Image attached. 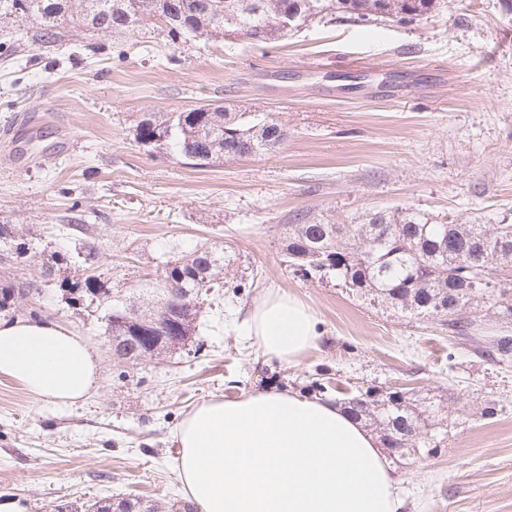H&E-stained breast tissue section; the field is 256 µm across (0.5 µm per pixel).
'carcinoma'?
<instances>
[{"mask_svg":"<svg viewBox=\"0 0 512 512\" xmlns=\"http://www.w3.org/2000/svg\"><path fill=\"white\" fill-rule=\"evenodd\" d=\"M440 0H0V16L32 24L47 43L71 20L88 32L121 34L150 24L170 40L182 37L245 38L270 44L288 37L280 16L291 12L297 23L337 16L368 21L423 16ZM288 129L267 112H227L209 107L191 121L179 112H149L138 121L136 140L146 147L164 141L165 151L195 167L220 164L226 159L257 155L282 145ZM388 231L380 240L375 225ZM491 248L495 274L485 278L461 259L474 241ZM285 262L304 279H334L352 294L369 297L404 317L435 315L442 329L464 341L476 342L483 321L512 323V224H454L437 222L410 208L373 211L359 222L331 223L324 217L296 216L284 225L280 237ZM107 253L89 246L77 254L83 269L92 270L72 283L83 296L102 306L105 329L114 336H140L149 331L147 313L159 300L152 282H142L134 292L104 286L97 270ZM170 275L187 293L205 296L226 287L239 293L249 287L228 278L222 253L210 256L191 252L166 261ZM16 284L0 280V313L15 310ZM488 356L507 360L512 356V336L502 334L489 341ZM347 409L382 438L384 447L412 433L420 421L426 437L411 440L394 455L397 463L418 448L434 454L440 447L441 421L432 418L431 405L413 404L397 391L373 386L347 397Z\"/></svg>","mask_w":512,"mask_h":512,"instance_id":"cac0c4a2","label":"carcinoma"}]
</instances>
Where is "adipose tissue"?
<instances>
[{
    "instance_id": "1",
    "label": "adipose tissue",
    "mask_w": 512,
    "mask_h": 512,
    "mask_svg": "<svg viewBox=\"0 0 512 512\" xmlns=\"http://www.w3.org/2000/svg\"><path fill=\"white\" fill-rule=\"evenodd\" d=\"M245 332L270 358L297 362L319 335L314 311L271 291ZM88 339L56 322L0 321V376L35 398L72 404L99 384ZM174 438V470L197 512H402L378 437L338 404L291 391L201 402Z\"/></svg>"
}]
</instances>
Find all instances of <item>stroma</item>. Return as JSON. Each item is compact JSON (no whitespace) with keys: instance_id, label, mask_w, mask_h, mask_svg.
Masks as SVG:
<instances>
[{"instance_id":"stroma-1","label":"stroma","mask_w":512,"mask_h":512,"mask_svg":"<svg viewBox=\"0 0 512 512\" xmlns=\"http://www.w3.org/2000/svg\"><path fill=\"white\" fill-rule=\"evenodd\" d=\"M200 103L273 113L288 140L208 168L137 143L142 113ZM396 206L512 224V0H444L414 22L315 20L273 44L72 27L44 44L0 22V225L33 246L1 262L0 277L50 275L43 309L101 361L98 389L67 406L0 377V494L27 498L31 512L107 497L195 512L172 467L185 414L261 388L303 393L321 378L331 399L407 382L439 407L438 452L394 466L404 512H512V362L284 261L280 227L295 214L340 223ZM86 245L108 253L110 288L200 247L223 252L249 286L201 297L189 345L122 373L87 301L62 298L82 271L52 255ZM277 289L319 321L295 364L242 332L246 310Z\"/></svg>"}]
</instances>
